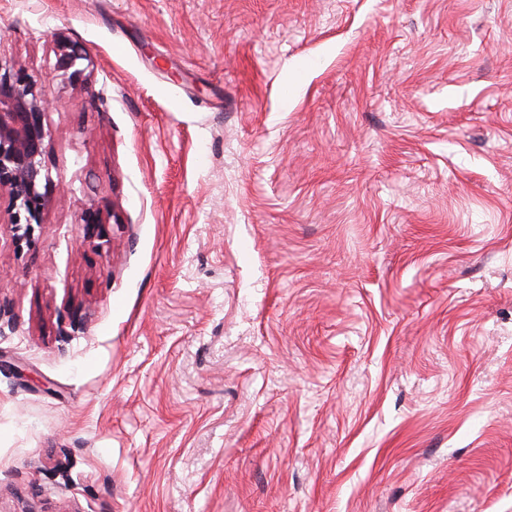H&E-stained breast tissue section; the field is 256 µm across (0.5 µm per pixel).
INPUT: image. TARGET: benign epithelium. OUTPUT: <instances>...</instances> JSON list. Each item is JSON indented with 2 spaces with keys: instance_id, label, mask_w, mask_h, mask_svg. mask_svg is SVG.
<instances>
[{
  "instance_id": "1",
  "label": "benign epithelium",
  "mask_w": 512,
  "mask_h": 512,
  "mask_svg": "<svg viewBox=\"0 0 512 512\" xmlns=\"http://www.w3.org/2000/svg\"><path fill=\"white\" fill-rule=\"evenodd\" d=\"M88 60L76 44L59 47L55 69L70 78L81 77L78 62ZM50 101L43 94L40 80L15 66L6 49L0 50V195L8 197V216L19 231L18 238L30 240L34 226L42 224L48 202L41 185L53 178L46 165L51 148L47 124ZM83 239L90 238V228L106 220L91 207L81 214Z\"/></svg>"
}]
</instances>
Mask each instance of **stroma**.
Wrapping results in <instances>:
<instances>
[{
    "mask_svg": "<svg viewBox=\"0 0 512 512\" xmlns=\"http://www.w3.org/2000/svg\"><path fill=\"white\" fill-rule=\"evenodd\" d=\"M2 47L70 191L0 223V512H512V0H0ZM79 61H89L84 49L76 44L63 43L59 47L55 69L61 72V75H65L73 69L70 73V78L77 79L81 77L82 74V70L76 68Z\"/></svg>",
    "mask_w": 512,
    "mask_h": 512,
    "instance_id": "stroma-1",
    "label": "stroma"
}]
</instances>
